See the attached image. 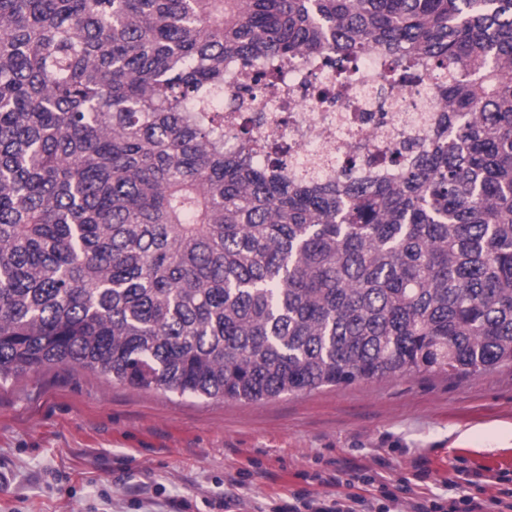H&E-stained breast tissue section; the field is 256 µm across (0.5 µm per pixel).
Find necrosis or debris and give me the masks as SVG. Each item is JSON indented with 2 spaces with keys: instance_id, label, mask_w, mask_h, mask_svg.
I'll return each mask as SVG.
<instances>
[{
  "instance_id": "obj_1",
  "label": "necrosis or debris",
  "mask_w": 512,
  "mask_h": 512,
  "mask_svg": "<svg viewBox=\"0 0 512 512\" xmlns=\"http://www.w3.org/2000/svg\"><path fill=\"white\" fill-rule=\"evenodd\" d=\"M436 83L429 74L392 78L388 62L371 54L341 67L289 61L272 91L237 73L224 82L234 103L224 114V148H238L246 125L260 143L258 161L284 147L288 175L333 179L352 157L385 175L393 152L424 143L441 123Z\"/></svg>"
}]
</instances>
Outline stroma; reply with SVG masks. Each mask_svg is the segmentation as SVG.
Wrapping results in <instances>:
<instances>
[{"mask_svg": "<svg viewBox=\"0 0 512 512\" xmlns=\"http://www.w3.org/2000/svg\"><path fill=\"white\" fill-rule=\"evenodd\" d=\"M512 459V365L362 379L261 403L54 366L0 380V512H276L363 467L451 497Z\"/></svg>", "mask_w": 512, "mask_h": 512, "instance_id": "obj_1", "label": "stroma"}]
</instances>
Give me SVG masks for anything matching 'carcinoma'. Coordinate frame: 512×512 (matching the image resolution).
I'll return each mask as SVG.
<instances>
[{
	"mask_svg": "<svg viewBox=\"0 0 512 512\" xmlns=\"http://www.w3.org/2000/svg\"><path fill=\"white\" fill-rule=\"evenodd\" d=\"M448 73L388 178L224 151V65ZM512 363V0H0V378L258 402Z\"/></svg>",
	"mask_w": 512,
	"mask_h": 512,
	"instance_id": "obj_1",
	"label": "carcinoma"
}]
</instances>
